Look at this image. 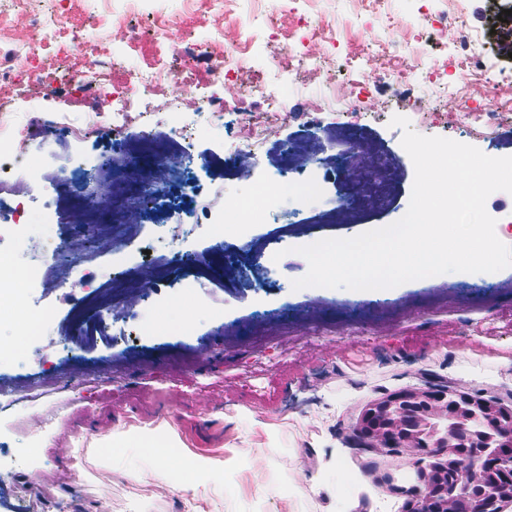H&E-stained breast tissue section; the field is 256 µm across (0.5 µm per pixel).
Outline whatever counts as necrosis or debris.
<instances>
[{
  "mask_svg": "<svg viewBox=\"0 0 512 512\" xmlns=\"http://www.w3.org/2000/svg\"><path fill=\"white\" fill-rule=\"evenodd\" d=\"M75 0H0V84L34 88L43 105L44 121L62 124L64 115L57 108V88L66 82L83 98H104L115 102L117 114L123 124L150 127L154 119L165 113L188 112L191 121L175 129L174 141L190 139L199 121L219 123L225 110L235 112L240 126L238 152L243 157L256 156L271 134L273 121L289 116L288 106L276 89L265 83L254 82L248 94L260 96L271 118L258 120L256 114L242 111L239 105L225 106L224 84L243 76L248 65L245 55L250 32L246 17L234 10L236 0H181V13L172 16L162 12L146 13L148 0H99L102 14L89 26H77L71 21ZM304 0H280V13L291 16L294 24L284 28L273 24V35L282 37L283 43L271 51L267 60L270 69L307 79L328 81L330 69L336 64L334 53L322 59L307 56L298 50V43L325 39L336 43L344 38L334 19L309 13ZM457 0H448L445 9L426 14L412 23L392 22L389 37L372 44L371 50L383 57L389 78L400 84H409L417 69L414 54L400 51L399 46L409 40H419L421 28L430 25L445 29L459 26L463 17L456 6ZM212 15L215 24L205 40L192 37L171 42L170 31L178 19L190 18L197 13ZM26 15L29 30L26 35L13 33L12 14ZM148 14V32L133 26L135 16ZM126 33V53L137 58L138 66L132 72L119 71V60L114 54L110 33ZM151 41V53H143L144 41ZM175 47L184 60L182 69L167 67L168 47ZM206 57L205 70H196L193 62ZM194 81L203 85V94L193 103L168 96L170 82ZM18 107L15 99L0 98V145L9 147L0 158V194L15 198L8 221L14 225L26 224L29 198L18 195L19 183L34 185L35 170L29 165L32 154L30 141L13 120Z\"/></svg>",
  "mask_w": 512,
  "mask_h": 512,
  "instance_id": "4bbe7bcc",
  "label": "necrosis or debris"
}]
</instances>
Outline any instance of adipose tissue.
Listing matches in <instances>:
<instances>
[{
  "instance_id": "ef3b65f1",
  "label": "adipose tissue",
  "mask_w": 512,
  "mask_h": 512,
  "mask_svg": "<svg viewBox=\"0 0 512 512\" xmlns=\"http://www.w3.org/2000/svg\"><path fill=\"white\" fill-rule=\"evenodd\" d=\"M168 446L169 440L161 435L159 428L147 424L113 431L111 438L100 443L95 453L108 461L124 450L140 452L149 463L148 475L181 492L191 502L192 512H212L211 491L223 481L225 471L243 474L245 482L255 489L265 486L264 473L243 464L235 449L228 447L221 453L189 451L177 462L173 460Z\"/></svg>"
}]
</instances>
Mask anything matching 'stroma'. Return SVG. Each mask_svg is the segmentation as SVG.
Segmentation results:
<instances>
[{"instance_id":"35a3bbf8","label":"stroma","mask_w":512,"mask_h":512,"mask_svg":"<svg viewBox=\"0 0 512 512\" xmlns=\"http://www.w3.org/2000/svg\"><path fill=\"white\" fill-rule=\"evenodd\" d=\"M498 14L495 0H466L463 26L425 32L419 69L406 86L382 78L380 58L363 57L362 66L377 75L366 105H351L354 89L343 72H333L336 96L350 107L324 111L314 125L305 114L322 86L269 72L272 44L266 29L256 28L251 75L277 85L297 113L276 124L256 169L280 174L283 143L306 142L322 180L316 194L282 199L269 211L255 203L254 182L238 173L234 113L189 140L196 165H170L165 193L153 198L150 178L159 155L175 152L171 128L179 115L154 121L149 134L160 151L153 154L133 152L142 133L135 125L117 131L104 122L80 144L69 128L44 126L37 104L17 112L41 179L29 221L50 220L57 252L44 255L40 279L21 287L38 332H26L0 360V377L17 389L31 376L50 383L41 396L0 414V458L11 463L0 469V512H27L29 497L42 501L44 512H187L179 491L131 476L139 456L107 463L92 452L114 429L163 422L181 440L173 457L229 444L264 469L265 488L246 493L238 474L225 472L216 512H282L288 497L296 512H402L398 489L415 481L407 451L365 450L353 440L369 404L447 381L512 407V267L371 291L292 287L308 271L297 247L351 238L406 213L415 170L393 116L408 118L418 134L512 156V119L488 139L471 131L458 104L463 90L477 104L512 97V84L490 93L457 76L436 77L451 65L454 47L472 39L484 58L512 67ZM352 126L397 177L385 183L381 201L363 205L357 223L325 224L320 214L352 190L336 164L351 148ZM95 185L106 203L93 208L94 223L77 222ZM190 185L207 196L223 191L228 204L251 200L247 223L220 232L213 212L202 207L193 230L171 240L169 226ZM74 244L90 249L92 261L61 263L59 254ZM114 278L125 283L122 304L94 302L95 288ZM244 408L265 414L267 436H250L238 418ZM51 418L58 423L52 447H36L33 433ZM328 473L337 494L316 487Z\"/></svg>"}]
</instances>
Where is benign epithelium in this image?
Here are the masks:
<instances>
[{"instance_id":"7a95c632","label":"benign epithelium","mask_w":512,"mask_h":512,"mask_svg":"<svg viewBox=\"0 0 512 512\" xmlns=\"http://www.w3.org/2000/svg\"><path fill=\"white\" fill-rule=\"evenodd\" d=\"M482 414L485 429L469 426ZM354 437L363 448H405L417 483L402 489L405 512H503L512 490L464 486L455 462L467 457L512 483V410L478 395L403 389L370 404Z\"/></svg>"}]
</instances>
